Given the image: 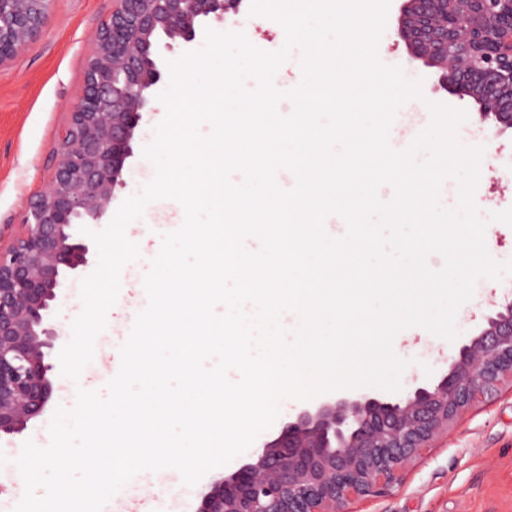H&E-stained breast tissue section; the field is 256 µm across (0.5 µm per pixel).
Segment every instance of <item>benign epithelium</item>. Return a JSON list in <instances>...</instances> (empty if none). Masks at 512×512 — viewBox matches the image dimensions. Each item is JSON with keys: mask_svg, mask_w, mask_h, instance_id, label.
I'll use <instances>...</instances> for the list:
<instances>
[{"mask_svg": "<svg viewBox=\"0 0 512 512\" xmlns=\"http://www.w3.org/2000/svg\"><path fill=\"white\" fill-rule=\"evenodd\" d=\"M54 0H0V66L46 27ZM68 112L48 186L23 233L0 249V436L21 433L54 392L47 315L67 273L89 262L80 228L96 224L123 184L132 142L161 79L158 45L195 40L209 16L241 0H109ZM396 35L439 73L479 121L512 131V0H400ZM512 387V300L462 344L433 384L404 394L350 391L313 402L261 441L249 461L212 478L197 512H350L385 493L457 419Z\"/></svg>", "mask_w": 512, "mask_h": 512, "instance_id": "benign-epithelium-1", "label": "benign epithelium"}]
</instances>
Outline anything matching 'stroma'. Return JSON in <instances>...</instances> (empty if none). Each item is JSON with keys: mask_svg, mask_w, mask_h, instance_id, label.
<instances>
[{"mask_svg": "<svg viewBox=\"0 0 512 512\" xmlns=\"http://www.w3.org/2000/svg\"><path fill=\"white\" fill-rule=\"evenodd\" d=\"M249 0L238 13L224 19L207 18L204 27L217 32L244 31L249 41L265 51L281 48L282 27L273 20L250 16ZM107 0H54L50 20L40 34L9 65L0 68V244L9 245L20 233L28 200L45 188L55 153L80 89L84 60L92 48L96 27L106 17ZM395 20H388L379 43L385 64L401 66L406 77L422 79L427 99L447 102L448 94L434 70L411 60L395 34ZM160 114L144 113L136 131L133 155L116 188L101 225H108L128 197L140 194L155 170L143 149L155 134ZM468 145L485 148L475 201L487 218V242L497 260L512 259V226L490 221L489 215L511 207L512 134L501 133L469 114L460 132ZM512 299V275L495 284L479 280L474 297L456 317L458 336L446 341L423 328L403 332L398 356L409 365L402 375L403 390L437 381L448 369L462 342L474 336L486 316ZM204 483L187 486L172 468L135 476L113 497L128 504L143 493L155 503L179 496L198 506ZM353 512H512V389L502 388L486 402L461 417L447 437L414 460L398 481L377 497H365Z\"/></svg>", "mask_w": 512, "mask_h": 512, "instance_id": "stroma-1", "label": "stroma"}]
</instances>
